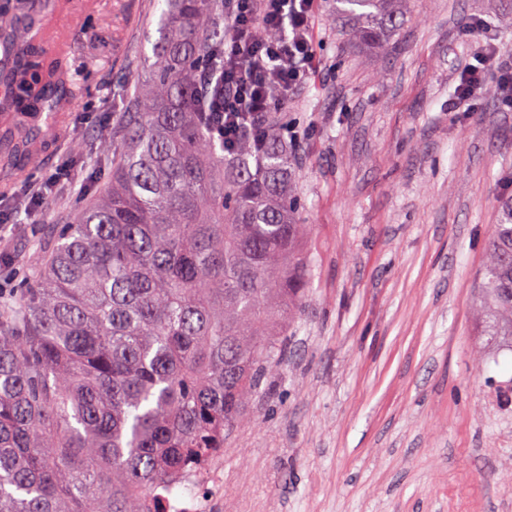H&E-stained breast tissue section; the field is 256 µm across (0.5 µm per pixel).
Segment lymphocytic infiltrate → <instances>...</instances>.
<instances>
[{
  "instance_id": "f902f5d3",
  "label": "lymphocytic infiltrate",
  "mask_w": 512,
  "mask_h": 512,
  "mask_svg": "<svg viewBox=\"0 0 512 512\" xmlns=\"http://www.w3.org/2000/svg\"><path fill=\"white\" fill-rule=\"evenodd\" d=\"M317 2L224 0V125L219 138L232 139L239 126L281 111L311 74ZM491 72L500 103L512 111V58L488 36L459 71L449 111H462Z\"/></svg>"
}]
</instances>
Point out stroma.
<instances>
[{
    "mask_svg": "<svg viewBox=\"0 0 512 512\" xmlns=\"http://www.w3.org/2000/svg\"><path fill=\"white\" fill-rule=\"evenodd\" d=\"M74 92L0 162V289L8 311L41 275L61 230L112 186L101 137L139 86L160 0H69ZM486 21L512 53L507 0H417L389 56L345 43L321 0L317 70L286 111L305 135L296 193L309 288L270 394L224 439L214 512H512V350L487 346L476 296L486 241L512 197V111L486 82L452 112L457 73ZM78 152H71L72 144ZM71 156L36 216L29 190Z\"/></svg>",
    "mask_w": 512,
    "mask_h": 512,
    "instance_id": "obj_1",
    "label": "stroma"
}]
</instances>
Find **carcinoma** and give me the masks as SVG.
Wrapping results in <instances>:
<instances>
[{
  "label": "carcinoma",
  "instance_id": "1",
  "mask_svg": "<svg viewBox=\"0 0 512 512\" xmlns=\"http://www.w3.org/2000/svg\"><path fill=\"white\" fill-rule=\"evenodd\" d=\"M411 0H336L352 48L385 55ZM224 0H174L121 116L112 189L61 231L40 282L0 325V512H161L169 475L220 448L270 391L308 279L288 141L212 135ZM11 66L0 107L54 112L62 57L28 0H0ZM483 335L512 348V199L486 247Z\"/></svg>",
  "mask_w": 512,
  "mask_h": 512
}]
</instances>
